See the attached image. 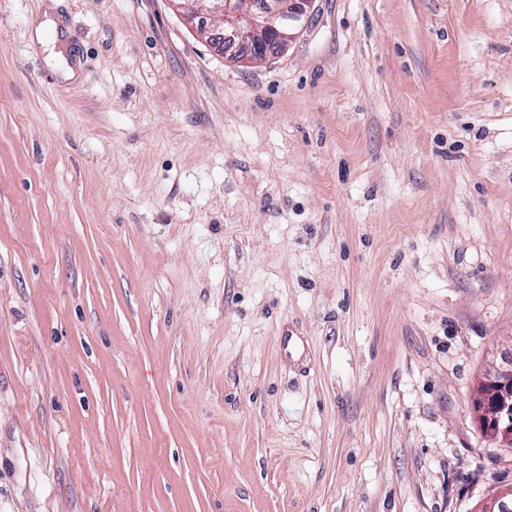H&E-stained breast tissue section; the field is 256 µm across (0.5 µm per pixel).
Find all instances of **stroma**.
<instances>
[{"mask_svg": "<svg viewBox=\"0 0 512 512\" xmlns=\"http://www.w3.org/2000/svg\"><path fill=\"white\" fill-rule=\"evenodd\" d=\"M511 347L512 0H0V512H477ZM208 0L200 12L188 0H170L186 24L242 63L253 64L284 53L295 40L313 0ZM488 371L475 406L492 422V433L512 445V356L501 353Z\"/></svg>", "mask_w": 512, "mask_h": 512, "instance_id": "35a3bbf8", "label": "stroma"}]
</instances>
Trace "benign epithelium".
I'll return each instance as SVG.
<instances>
[{
  "label": "benign epithelium",
  "mask_w": 512,
  "mask_h": 512,
  "mask_svg": "<svg viewBox=\"0 0 512 512\" xmlns=\"http://www.w3.org/2000/svg\"><path fill=\"white\" fill-rule=\"evenodd\" d=\"M200 12L189 0H170L186 24L242 63L262 62L284 53L295 40L313 0H208ZM475 406L492 422V433L512 445V356L502 353L492 364L479 390ZM512 492H504L484 505V512H508Z\"/></svg>",
  "instance_id": "benign-epithelium-1"
}]
</instances>
